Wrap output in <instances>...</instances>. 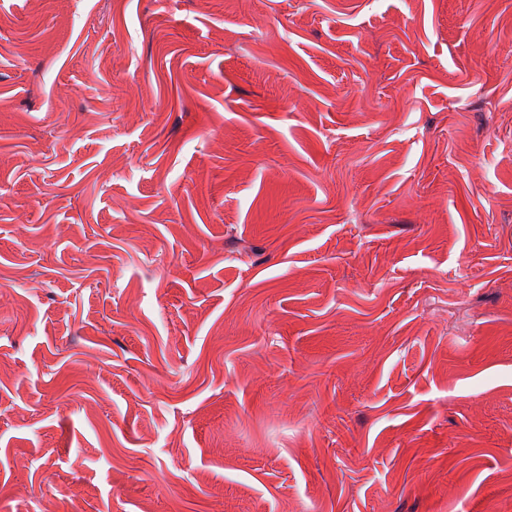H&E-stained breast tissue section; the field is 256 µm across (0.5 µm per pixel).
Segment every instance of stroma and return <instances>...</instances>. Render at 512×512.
I'll return each mask as SVG.
<instances>
[{"mask_svg":"<svg viewBox=\"0 0 512 512\" xmlns=\"http://www.w3.org/2000/svg\"><path fill=\"white\" fill-rule=\"evenodd\" d=\"M0 512H512V0H0Z\"/></svg>","mask_w":512,"mask_h":512,"instance_id":"1","label":"stroma"}]
</instances>
